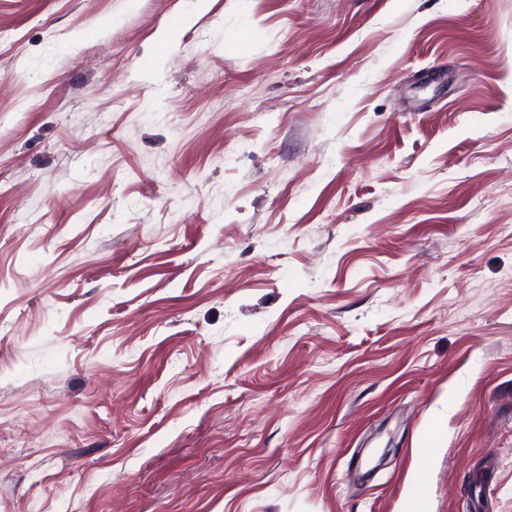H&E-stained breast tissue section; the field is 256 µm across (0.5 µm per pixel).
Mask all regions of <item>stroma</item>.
<instances>
[{
	"label": "stroma",
	"instance_id": "stroma-1",
	"mask_svg": "<svg viewBox=\"0 0 512 512\" xmlns=\"http://www.w3.org/2000/svg\"><path fill=\"white\" fill-rule=\"evenodd\" d=\"M418 491L512 512V0H0V512Z\"/></svg>",
	"mask_w": 512,
	"mask_h": 512
}]
</instances>
